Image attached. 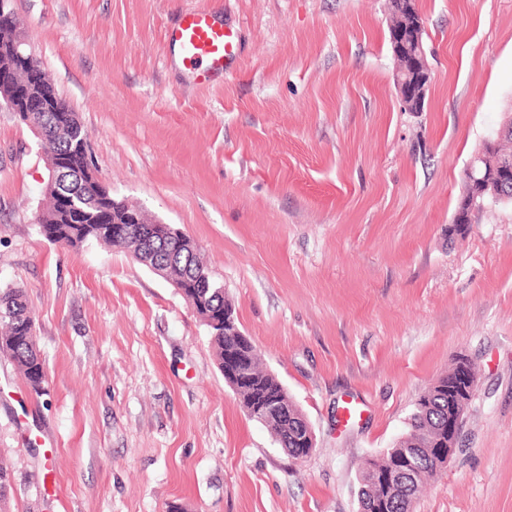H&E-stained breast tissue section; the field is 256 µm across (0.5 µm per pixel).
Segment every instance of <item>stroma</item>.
<instances>
[{"mask_svg": "<svg viewBox=\"0 0 512 512\" xmlns=\"http://www.w3.org/2000/svg\"><path fill=\"white\" fill-rule=\"evenodd\" d=\"M10 5L92 171L197 243L315 438L302 460L279 448L177 288L127 250L39 233L45 156L3 107L0 287L25 290L49 379L36 395L0 356L10 512H358L363 463L460 355L476 393L415 512H512V205L453 222L512 113V0H417L420 112L394 87L388 0ZM200 6L240 36L209 86L166 38Z\"/></svg>", "mask_w": 512, "mask_h": 512, "instance_id": "35a3bbf8", "label": "stroma"}]
</instances>
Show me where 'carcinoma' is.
<instances>
[{"instance_id":"carcinoma-1","label":"carcinoma","mask_w":512,"mask_h":512,"mask_svg":"<svg viewBox=\"0 0 512 512\" xmlns=\"http://www.w3.org/2000/svg\"><path fill=\"white\" fill-rule=\"evenodd\" d=\"M52 112H34L30 121L42 129L41 142L46 157L61 152L74 156L83 175L84 208L88 212L86 223L69 224L57 213L55 200L62 186L47 180L46 193L49 207L42 212L38 228L41 235L52 243H65L77 247L93 242L123 246L131 250L141 264L164 276L181 289V296L195 310L207 327L215 348L219 369L230 386L237 387L245 411L264 405L256 421L267 426L279 447L298 459L305 454L302 438L312 435V429L303 413L288 398L279 379L261 367L260 354L245 339L224 332V327L208 320L207 313L224 309V288L218 286L199 257V248L190 238L177 234L161 241L149 234V225L132 224L130 231L112 237L115 220L125 222L131 206L112 197L90 172L87 161L85 127L72 112L68 102L55 94ZM476 163L487 168L512 163V150L498 146L477 154ZM35 320L29 310L26 293L22 288H0V354L10 358L23 372L28 384L37 394L46 392L45 362L33 337ZM452 374L436 379L419 396L408 419L407 436L384 450L380 456L366 459L359 476V512H413L419 487L437 473L441 461L436 440L448 434V383ZM410 458L415 469L403 482L389 483L376 479L398 461ZM14 493L10 472L0 467V512Z\"/></svg>"}]
</instances>
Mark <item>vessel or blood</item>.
<instances>
[{
  "label": "vessel or blood",
  "instance_id": "vessel-or-blood-1",
  "mask_svg": "<svg viewBox=\"0 0 512 512\" xmlns=\"http://www.w3.org/2000/svg\"><path fill=\"white\" fill-rule=\"evenodd\" d=\"M168 39L202 85L223 77L238 54L237 32L207 8L183 12Z\"/></svg>",
  "mask_w": 512,
  "mask_h": 512
}]
</instances>
